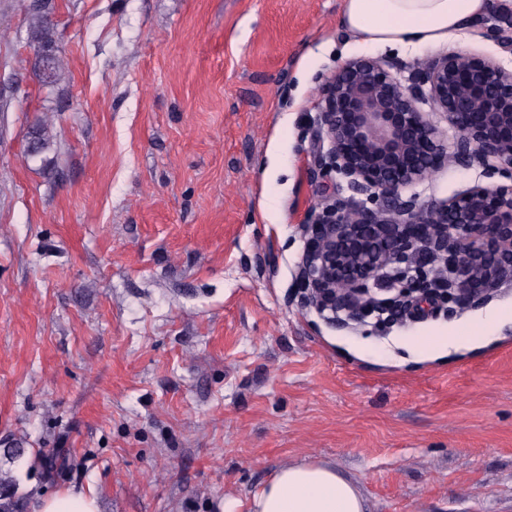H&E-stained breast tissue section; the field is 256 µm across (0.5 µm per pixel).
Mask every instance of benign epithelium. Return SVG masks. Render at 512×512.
Instances as JSON below:
<instances>
[{"label":"benign epithelium","instance_id":"1","mask_svg":"<svg viewBox=\"0 0 512 512\" xmlns=\"http://www.w3.org/2000/svg\"><path fill=\"white\" fill-rule=\"evenodd\" d=\"M393 68L356 57L322 88L328 149L317 167L366 201L331 205L302 226L299 279L304 302L331 310L340 328L375 313L400 321L427 299L451 314L512 281V69L450 52L420 63L404 85ZM423 103L448 116L453 141ZM449 160L508 182L428 205L406 196ZM384 278L393 286L379 298Z\"/></svg>","mask_w":512,"mask_h":512}]
</instances>
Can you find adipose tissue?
Here are the masks:
<instances>
[{
	"label": "adipose tissue",
	"mask_w": 512,
	"mask_h": 512,
	"mask_svg": "<svg viewBox=\"0 0 512 512\" xmlns=\"http://www.w3.org/2000/svg\"><path fill=\"white\" fill-rule=\"evenodd\" d=\"M494 0H344L338 23L364 43L433 50L466 38ZM224 512H366L358 487L335 468L300 463L278 469L248 504L225 501Z\"/></svg>",
	"instance_id": "ef3b65f1"
}]
</instances>
